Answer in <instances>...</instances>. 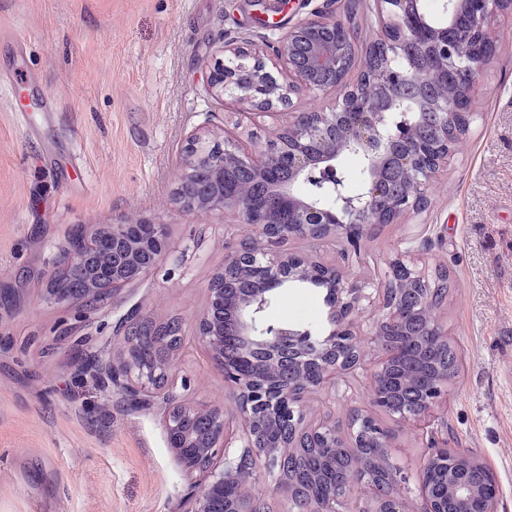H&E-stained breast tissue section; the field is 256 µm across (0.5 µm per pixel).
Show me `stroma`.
I'll return each mask as SVG.
<instances>
[{
    "label": "stroma",
    "mask_w": 512,
    "mask_h": 512,
    "mask_svg": "<svg viewBox=\"0 0 512 512\" xmlns=\"http://www.w3.org/2000/svg\"><path fill=\"white\" fill-rule=\"evenodd\" d=\"M326 0H0V512H182L201 472L185 474L167 444L165 394L112 396L78 370L62 335L125 343L132 309L174 319L183 343L172 375L180 399L227 412L237 397L193 334L205 286L244 236L219 212L175 201L181 156L194 132L237 135L259 149L290 113L330 105L338 90H301L274 113L216 98L208 75L227 46L272 56ZM492 66L477 80L465 144L437 173L424 209L361 239L351 278L384 283L396 256L419 270L447 268L441 310L463 356L460 376L430 424L397 431L392 456L416 473L426 442L473 452L512 512V10L489 25ZM148 220L168 227L172 252L102 302L92 324L78 303L45 298L73 231ZM269 315L328 332L324 289L275 292ZM369 371L313 394L307 422L366 410Z\"/></svg>",
    "instance_id": "35a3bbf8"
}]
</instances>
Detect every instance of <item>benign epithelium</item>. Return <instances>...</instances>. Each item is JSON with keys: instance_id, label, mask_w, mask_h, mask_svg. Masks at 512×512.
Segmentation results:
<instances>
[{"instance_id": "1", "label": "benign epithelium", "mask_w": 512, "mask_h": 512, "mask_svg": "<svg viewBox=\"0 0 512 512\" xmlns=\"http://www.w3.org/2000/svg\"><path fill=\"white\" fill-rule=\"evenodd\" d=\"M376 12L378 26L373 42L390 48L385 58L345 88L343 94L319 112H299L288 120L279 138L261 151H250L240 142L224 136V145L190 138V148L183 158L184 177L176 194L177 203L200 214L214 211L229 213L242 224H274L278 232L259 236V244H249L226 256L224 269L242 274L252 268L266 269L265 276L252 288H239L232 298L224 294V274L216 273L206 286L207 301L197 320L196 338L209 350L214 362L224 371V381L237 392L239 414L201 405H188L178 400L172 390L166 399L168 442L175 459L187 473L205 471L204 482L195 486L183 512H260L254 504L255 475L240 473L239 457H228L231 447L230 423L238 420L239 442L243 451L265 462L275 487L288 485L280 469V457L288 448H334L341 440L348 448L360 447V422L371 421L369 433L388 462L391 435L382 428L372 412L393 410L394 393L385 389L390 356L384 345L385 334L402 322L396 301L387 298L370 282H358L344 275L333 263H322L317 274L293 261L291 255L278 251L289 238L322 241L334 236L357 248L359 241L350 235L353 226L369 227L372 211L379 222L394 224L424 194L436 173L448 160V113L459 111L472 116L474 100L459 96L460 84L448 81V73L474 83L491 64L488 24L497 12L509 8V0H442L445 20L438 22L427 16L421 0H368ZM459 15L468 18L464 29L455 26ZM351 31L347 18L331 13L326 17L301 21L291 27L278 42L277 62L250 53L243 47L232 57L216 62L208 75V83L216 95H231L256 109H271L288 100L298 89L325 91L332 84L320 73L339 75L348 71V47ZM428 65L439 75L435 92L427 97L412 94L418 67ZM435 118L437 140L426 150L415 138L420 116ZM289 154L288 179L271 184L274 204L257 212L251 200L236 190L224 188V182L242 170L264 178L278 151ZM361 156L364 183L354 190L337 175L336 163L344 152ZM203 169L210 172L213 189L205 194H192L191 179ZM408 184L402 197L388 192L386 185L392 174ZM317 181L335 191L334 202L321 205L298 191V186ZM171 251L165 224H108L87 226L69 247L57 257L50 281L49 296L57 303L80 300L90 305L85 319H90L96 305L124 286L158 267ZM81 268L84 287L70 293L63 283L68 272ZM312 283L326 288L331 305L327 320L331 330L315 336L286 324L263 325V314L271 302L272 285L287 282ZM378 303L373 319V336L380 353L379 363L371 373L374 391L369 399L371 411L349 423L347 430L336 432V423L324 418L304 425L303 392L321 391L346 371L342 352L357 342L356 314L363 302ZM231 318L230 334L236 337L239 355L256 370L242 372L238 365L224 358V312ZM91 337L80 336L71 349L75 358L113 388L115 395L139 400L150 388L169 384L171 358L177 347L162 345L153 358L144 361L128 353L118 361L100 348L89 351L83 344ZM309 374L299 391L288 379L277 380L279 369ZM421 376L413 375L424 397L423 406L410 416L416 424L426 421L447 397L448 377L428 385L420 384ZM197 419L205 433L188 449L184 423ZM236 488L225 505L224 486ZM418 495L425 512H464V506L479 493L468 476H463L451 490L441 496L433 479L419 476Z\"/></svg>"}]
</instances>
